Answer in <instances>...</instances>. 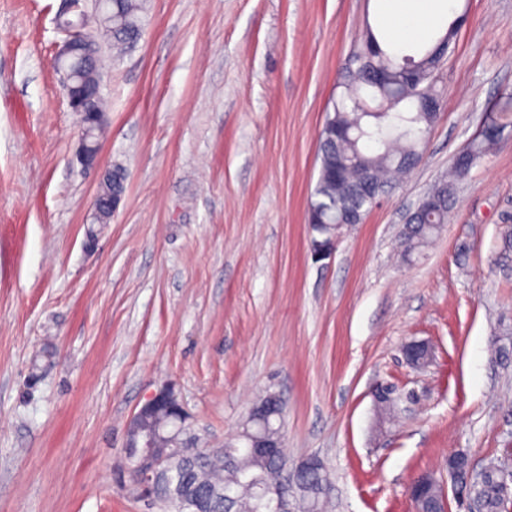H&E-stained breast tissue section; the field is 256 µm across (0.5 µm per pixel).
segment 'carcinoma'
Wrapping results in <instances>:
<instances>
[{
  "label": "carcinoma",
  "mask_w": 512,
  "mask_h": 512,
  "mask_svg": "<svg viewBox=\"0 0 512 512\" xmlns=\"http://www.w3.org/2000/svg\"><path fill=\"white\" fill-rule=\"evenodd\" d=\"M146 0H112V22L99 26L97 36L123 51L134 46L142 33ZM460 12L437 36L410 52L384 50L371 27L354 46L342 91L332 102L319 134V176L308 203V221L318 238L326 224H340L355 202L353 186L365 174L377 183V197L407 173L422 157L425 133L437 121L443 101L434 80L435 71L451 48L464 18ZM491 126L472 138L456 161L451 176L435 191L438 203L410 217L401 235L403 256L418 254L447 223L448 205L455 183L493 149L497 136L512 126V94L500 99ZM174 411L162 408L149 420L160 448L171 447L166 427ZM284 413L269 412L264 423L245 420L237 438L219 450L199 448L189 440L170 455L166 472L149 479L151 499L159 512H226L224 495L234 491L235 512H256L261 492L284 501L283 512H324L326 500L307 487L329 475L326 470L307 474L295 485V501L288 491L272 483V473L290 468L288 456L276 460L251 451L253 443L283 431ZM507 482L497 462H491L479 492L483 512H503V487Z\"/></svg>",
  "instance_id": "obj_1"
}]
</instances>
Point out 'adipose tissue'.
Returning <instances> with one entry per match:
<instances>
[{"instance_id":"adipose-tissue-1","label":"adipose tissue","mask_w":512,"mask_h":512,"mask_svg":"<svg viewBox=\"0 0 512 512\" xmlns=\"http://www.w3.org/2000/svg\"><path fill=\"white\" fill-rule=\"evenodd\" d=\"M453 3L454 0H389L388 22L393 28L390 47L429 36L436 20L450 14Z\"/></svg>"}]
</instances>
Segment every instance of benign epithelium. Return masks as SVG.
<instances>
[{
	"instance_id": "7a95c632",
	"label": "benign epithelium",
	"mask_w": 512,
	"mask_h": 512,
	"mask_svg": "<svg viewBox=\"0 0 512 512\" xmlns=\"http://www.w3.org/2000/svg\"><path fill=\"white\" fill-rule=\"evenodd\" d=\"M64 8L56 19V30L63 35L58 51L52 59L54 70L62 73L61 94L68 102L72 111L80 117V135L76 152L77 160L84 169L96 168L100 164L99 141L97 132L104 126V111L98 103L103 98L101 80L92 83H79L72 74L62 67V62L75 55L94 57L98 54V45L86 31L83 21L84 11L80 9L81 0H62ZM125 190L112 192L108 195L96 193L92 202V220L104 218L108 223L116 213ZM343 225L334 226L330 240L316 246L314 257L324 260L332 257L336 244L342 235ZM406 363L422 369L432 361V347L422 340H412L403 346ZM376 406L384 403L391 405L397 401L395 390L387 384H379L373 389ZM169 405L177 410L179 421L187 422L189 415L171 383L157 388L140 408L132 415L126 425L125 447L139 449L136 465L128 462V452L116 467L123 474L131 488L145 489L144 481L151 477V472L159 469L165 460L163 451L156 447L152 433L146 430L145 422L156 409ZM486 468L476 469L474 463L465 453L448 456V478L446 483L432 473H421L414 477L408 487V495L415 506V512H448V493H453L457 507L464 512H479L476 488L483 482Z\"/></svg>"
}]
</instances>
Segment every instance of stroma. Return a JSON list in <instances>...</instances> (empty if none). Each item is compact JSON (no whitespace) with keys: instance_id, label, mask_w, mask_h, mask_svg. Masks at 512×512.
<instances>
[{"instance_id":"stroma-1","label":"stroma","mask_w":512,"mask_h":512,"mask_svg":"<svg viewBox=\"0 0 512 512\" xmlns=\"http://www.w3.org/2000/svg\"><path fill=\"white\" fill-rule=\"evenodd\" d=\"M461 2L420 163L317 261L319 133L378 0H147L139 42L101 53L100 153L127 191L91 249L98 181L49 65L61 0H0V512H146L114 468L166 382L211 448L277 391L288 458H322L331 512H413L411 479L455 452L512 470V133L439 235L398 249L512 93V0ZM413 339L434 348L425 369L403 359ZM378 382L404 397L387 418Z\"/></svg>"}]
</instances>
